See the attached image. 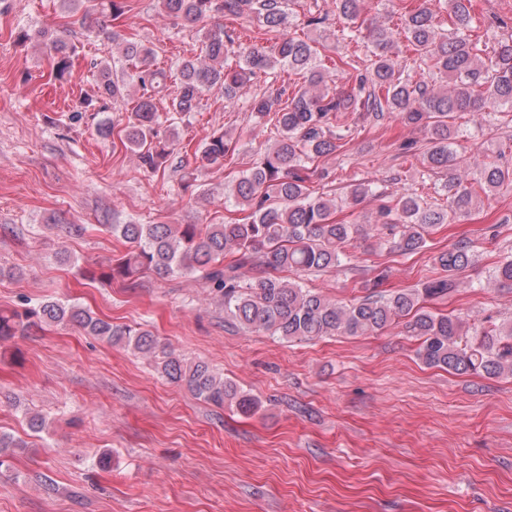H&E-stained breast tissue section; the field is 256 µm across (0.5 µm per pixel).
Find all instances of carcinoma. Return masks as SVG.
Returning <instances> with one entry per match:
<instances>
[{"label":"carcinoma","mask_w":512,"mask_h":512,"mask_svg":"<svg viewBox=\"0 0 512 512\" xmlns=\"http://www.w3.org/2000/svg\"><path fill=\"white\" fill-rule=\"evenodd\" d=\"M288 1L294 2L157 0L160 10L185 28L203 27L213 12L220 11L230 20L256 19L264 40L274 42L270 51L245 44L236 29L221 24L205 30L202 55L183 58L168 70L157 66L154 47L120 30L106 33L116 56L112 63L100 65V111L115 108L128 99L130 88L138 89L134 117L121 130V141L143 168L156 169L170 153V139L159 138L158 132L162 99L170 122L177 114L197 111L202 97L214 88L224 92V100L235 99L261 73L267 88L252 96L247 107L256 123L273 115L276 124L274 144L260 161L224 187V223L110 224L113 234L135 248L113 258L101 278L133 285L146 270L166 276L200 272L224 305L227 321L288 341L368 336L408 317L406 329L419 338L417 356L424 365L459 375L512 376V322L489 319L472 326L461 316L435 314L421 306L422 301L444 297L459 286L458 275L475 262V253L466 244L435 255L434 264L444 275L427 280L423 287L381 290L384 276L380 274L365 281L369 294L350 303L281 276L283 272H333L341 267L346 247L364 226L337 221L336 210L354 209L368 197L378 196L368 180L350 184L341 200L311 189L319 160L340 149L334 122L343 115H394L427 135L425 167L453 171L444 207L433 206L408 189L395 202L380 206L369 230L380 242L384 235H391L389 243L398 252L424 250L432 228L471 214L478 204V191L488 193L512 183V169L492 161L478 162L472 172L458 169L454 149L458 115L468 113L484 120L505 110L512 112V37L498 41L489 51L480 48L473 0H448L447 32L427 0L417 5L389 0L397 17L393 27L378 21L359 23L363 0H336L344 23L342 39L365 43L371 52L364 74L351 61L339 58L337 68L354 70L355 87L350 94L336 93L325 84L326 68L317 41L287 31ZM403 41L432 73L446 78V85L438 89L396 72ZM46 48L56 77L64 78L77 46L59 37L48 40ZM284 68L304 78V85L291 95L278 85ZM230 148V138L222 132L205 139L198 152L203 165L220 166ZM229 255L232 261L226 264L224 258ZM44 324H74L92 336L151 357L167 382L186 387L207 403L233 407L242 415L258 408L250 394L224 380L207 362H187L160 347L151 331L96 318L75 305L48 301L22 311L1 308L0 340ZM25 447V441L0 433V467L5 457Z\"/></svg>","instance_id":"cac0c4a2"}]
</instances>
